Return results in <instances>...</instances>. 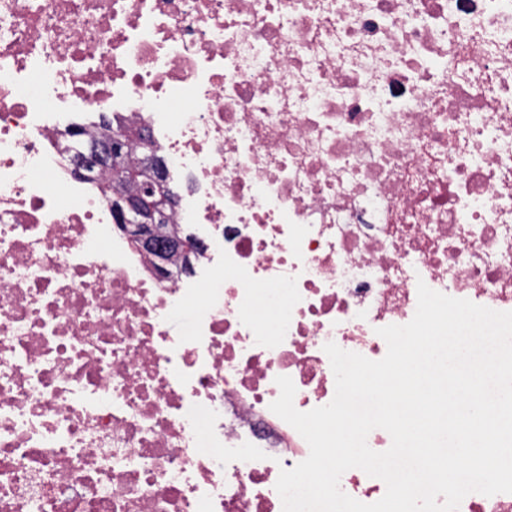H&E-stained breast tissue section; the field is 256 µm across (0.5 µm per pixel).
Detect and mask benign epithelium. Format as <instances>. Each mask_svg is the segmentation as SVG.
Masks as SVG:
<instances>
[{
  "mask_svg": "<svg viewBox=\"0 0 512 512\" xmlns=\"http://www.w3.org/2000/svg\"><path fill=\"white\" fill-rule=\"evenodd\" d=\"M132 140L142 145L133 165L125 154ZM71 165L74 174L84 179L96 177L101 170L111 173V206L117 224L157 271L166 273L175 256L182 260L184 271L192 270L191 257L203 251L204 243L173 230L170 217L180 207L181 197L170 187L166 161L153 149L146 130L113 128L105 138L88 143L86 151L71 157Z\"/></svg>",
  "mask_w": 512,
  "mask_h": 512,
  "instance_id": "obj_1",
  "label": "benign epithelium"
}]
</instances>
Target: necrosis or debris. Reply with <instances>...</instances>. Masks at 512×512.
Wrapping results in <instances>:
<instances>
[{"instance_id": "obj_1", "label": "necrosis or debris", "mask_w": 512, "mask_h": 512, "mask_svg": "<svg viewBox=\"0 0 512 512\" xmlns=\"http://www.w3.org/2000/svg\"><path fill=\"white\" fill-rule=\"evenodd\" d=\"M92 109L176 172L194 272L67 166ZM421 282L512 311V0H0V512H283L277 377L329 404L325 344L382 359Z\"/></svg>"}]
</instances>
